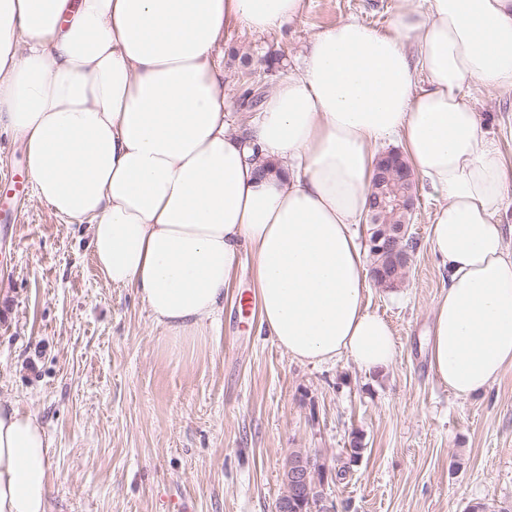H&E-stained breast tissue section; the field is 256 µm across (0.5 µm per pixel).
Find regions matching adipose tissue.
Instances as JSON below:
<instances>
[{
    "mask_svg": "<svg viewBox=\"0 0 512 512\" xmlns=\"http://www.w3.org/2000/svg\"><path fill=\"white\" fill-rule=\"evenodd\" d=\"M305 4L0 0V125L35 196L88 226L102 279L135 289L172 341L204 336L247 251L275 343L367 371L397 348L365 303L355 227L377 148L397 142L441 200L430 370L456 397L483 394L512 368V158L466 88H512V0H397L388 28L320 31L246 133L230 130L215 47ZM51 457L40 418L0 398V512H48Z\"/></svg>",
    "mask_w": 512,
    "mask_h": 512,
    "instance_id": "obj_1",
    "label": "adipose tissue"
}]
</instances>
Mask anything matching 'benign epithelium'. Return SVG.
<instances>
[{
	"label": "benign epithelium",
	"mask_w": 512,
	"mask_h": 512,
	"mask_svg": "<svg viewBox=\"0 0 512 512\" xmlns=\"http://www.w3.org/2000/svg\"><path fill=\"white\" fill-rule=\"evenodd\" d=\"M400 183L411 186L414 176L397 154L391 152L379 162L376 179L370 188L366 220L374 226L369 238V248L378 254L389 256L390 261L396 265L408 267L412 262L411 249L403 246V243L411 238L410 225L382 222L383 214L391 206L400 207L410 214L415 211L416 194L411 190L404 195L396 193L394 185ZM315 469V460L312 457L294 465L290 477L298 493H309V482Z\"/></svg>",
	"instance_id": "benign-epithelium-1"
}]
</instances>
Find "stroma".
Returning <instances> with one entry per match:
<instances>
[{"label":"stroma","instance_id":"stroma-1","mask_svg":"<svg viewBox=\"0 0 512 512\" xmlns=\"http://www.w3.org/2000/svg\"><path fill=\"white\" fill-rule=\"evenodd\" d=\"M394 11L395 0H307L281 30H228L214 56L230 128L245 131L250 91L295 72L313 35L349 18L383 29ZM468 92L487 131L512 124V89ZM438 204L418 188L408 273L366 296L397 344L392 367L367 373L295 361L259 309L242 312L241 296L256 293L247 252L207 336L170 341L134 289L99 276L86 225L27 193L16 220L0 222V395L37 414L54 443L49 512H173L180 500L190 512H274L298 449L319 457L337 512H512V368L462 399L428 366Z\"/></svg>","mask_w":512,"mask_h":512}]
</instances>
